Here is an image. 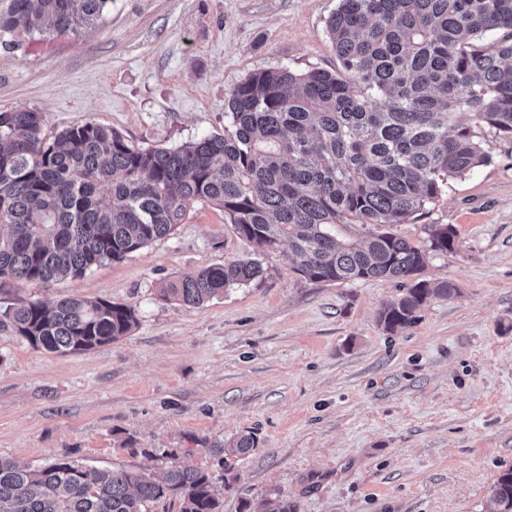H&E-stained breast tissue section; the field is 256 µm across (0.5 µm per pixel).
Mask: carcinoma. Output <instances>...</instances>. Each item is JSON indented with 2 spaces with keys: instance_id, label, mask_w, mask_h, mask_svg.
Here are the masks:
<instances>
[{
  "instance_id": "carcinoma-1",
  "label": "carcinoma",
  "mask_w": 512,
  "mask_h": 512,
  "mask_svg": "<svg viewBox=\"0 0 512 512\" xmlns=\"http://www.w3.org/2000/svg\"><path fill=\"white\" fill-rule=\"evenodd\" d=\"M112 0H0V46L39 33L81 34ZM327 35L340 68L261 70L227 99L224 134L143 149L93 122L50 140L40 113L0 112V282L49 285L117 262L167 236L198 202L221 207L239 238L288 243L315 282L395 279L406 291L378 322L393 332L457 285L420 278L456 231L429 224L427 246L389 228L430 212L448 181L490 161L486 137L512 138V0H339ZM108 193L101 194L103 187ZM350 224L372 227L361 243ZM263 274L253 258L200 268L163 289L188 307ZM33 348L87 352L127 336L135 310L107 300L21 301L0 315ZM257 445L241 433L224 470ZM219 512L208 473L176 463L160 478L88 470L69 459L36 469L0 457V512ZM485 512H512V468Z\"/></svg>"
}]
</instances>
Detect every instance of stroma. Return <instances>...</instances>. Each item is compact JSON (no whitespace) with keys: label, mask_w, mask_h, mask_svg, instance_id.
Returning a JSON list of instances; mask_svg holds the SVG:
<instances>
[{"label":"stroma","mask_w":512,"mask_h":512,"mask_svg":"<svg viewBox=\"0 0 512 512\" xmlns=\"http://www.w3.org/2000/svg\"><path fill=\"white\" fill-rule=\"evenodd\" d=\"M339 0H112L80 36L0 49V110L41 113L47 137L94 122L145 149L224 131L230 91L258 70H334L326 22ZM451 180L429 214L393 231L425 244L451 225L458 248L423 278L455 281L390 333L396 280L319 283L287 245L240 239L195 204L169 236L50 287L0 285V312L70 296L133 306L124 338L80 354L33 349L0 327V456L159 473L170 456L209 472L222 512H484L512 467V139ZM244 257L262 278L188 307L162 288ZM257 446L226 478L222 449Z\"/></svg>","instance_id":"obj_1"}]
</instances>
